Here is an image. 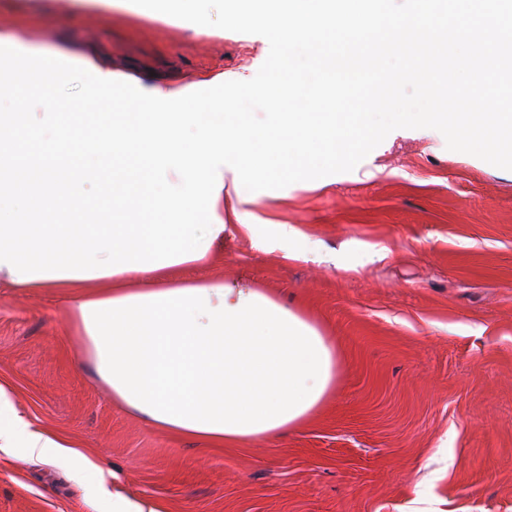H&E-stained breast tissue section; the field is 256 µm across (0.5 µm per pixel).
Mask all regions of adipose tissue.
<instances>
[{
    "label": "adipose tissue",
    "instance_id": "adipose-tissue-1",
    "mask_svg": "<svg viewBox=\"0 0 512 512\" xmlns=\"http://www.w3.org/2000/svg\"><path fill=\"white\" fill-rule=\"evenodd\" d=\"M168 271L37 279L65 291L84 356L113 404L173 435L273 441L305 422L336 379V345L300 310L235 282L172 283ZM0 448L61 465L84 455L19 414L0 384Z\"/></svg>",
    "mask_w": 512,
    "mask_h": 512
}]
</instances>
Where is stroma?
<instances>
[{
	"instance_id": "35a3bbf8",
	"label": "stroma",
	"mask_w": 512,
	"mask_h": 512,
	"mask_svg": "<svg viewBox=\"0 0 512 512\" xmlns=\"http://www.w3.org/2000/svg\"><path fill=\"white\" fill-rule=\"evenodd\" d=\"M16 33L144 87L249 79L269 53L262 36L131 0H0V37ZM247 211L252 231L179 275L243 279L335 338L334 388L306 422L272 443L167 434L76 364L59 291L2 283L0 380L17 410L168 512H512V170L397 129L352 171L257 191ZM0 512H112V487L4 448Z\"/></svg>"
}]
</instances>
